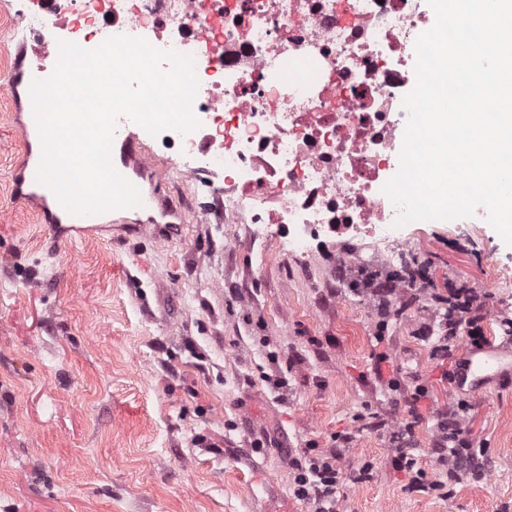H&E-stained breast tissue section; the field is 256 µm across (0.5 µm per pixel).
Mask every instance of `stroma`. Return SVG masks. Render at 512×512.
<instances>
[{"label":"stroma","instance_id":"1","mask_svg":"<svg viewBox=\"0 0 512 512\" xmlns=\"http://www.w3.org/2000/svg\"><path fill=\"white\" fill-rule=\"evenodd\" d=\"M0 0V78L24 31ZM25 144L0 98V512H312L292 489L306 449L339 446L336 512H497L512 501V343L499 326L508 291L495 261L512 247L491 225L479 241L445 222L412 224L399 262L426 270L425 291H399L402 315L352 288L336 266L349 249L359 275L388 278L371 245L332 238L306 259L283 254L250 224H199L185 199L212 208L208 188L168 179L167 206L118 208L99 229L57 239L53 215L16 200ZM481 288L487 340L510 369L469 394L444 378L423 340L434 294ZM386 330H378L379 320ZM282 376L272 391L265 379ZM427 393L411 402L414 383ZM469 403L484 449L480 478L453 498L408 492L389 433L415 425L427 482L447 481L435 454L438 411ZM372 476L352 483L363 463Z\"/></svg>","mask_w":512,"mask_h":512}]
</instances>
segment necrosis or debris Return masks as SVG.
I'll use <instances>...</instances> for the list:
<instances>
[{
	"label": "necrosis or debris",
	"instance_id": "4bbe7bcc",
	"mask_svg": "<svg viewBox=\"0 0 512 512\" xmlns=\"http://www.w3.org/2000/svg\"><path fill=\"white\" fill-rule=\"evenodd\" d=\"M19 15L81 46L125 35L193 59L200 125L158 138L187 183L222 172L221 223L275 227L295 257L345 229L388 260L411 247L382 188L399 168L426 0H35Z\"/></svg>",
	"mask_w": 512,
	"mask_h": 512
}]
</instances>
